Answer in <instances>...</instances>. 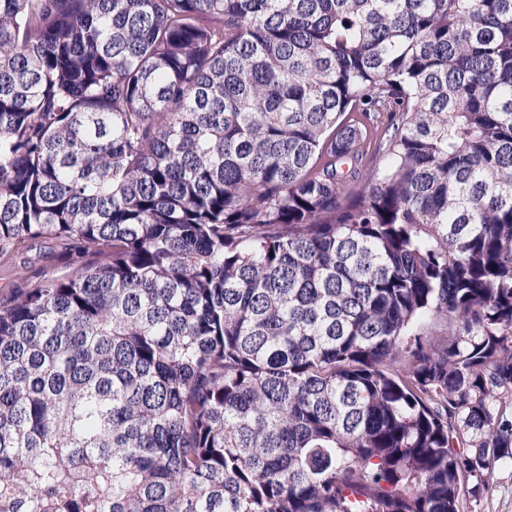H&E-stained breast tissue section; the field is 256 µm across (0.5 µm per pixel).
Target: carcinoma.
I'll return each instance as SVG.
<instances>
[{"label":"carcinoma","mask_w":512,"mask_h":512,"mask_svg":"<svg viewBox=\"0 0 512 512\" xmlns=\"http://www.w3.org/2000/svg\"><path fill=\"white\" fill-rule=\"evenodd\" d=\"M0 512H468L512 465V0H0ZM75 260L67 245L51 238L31 241L23 251L0 252V299L8 302L23 289L69 275Z\"/></svg>","instance_id":"1"}]
</instances>
